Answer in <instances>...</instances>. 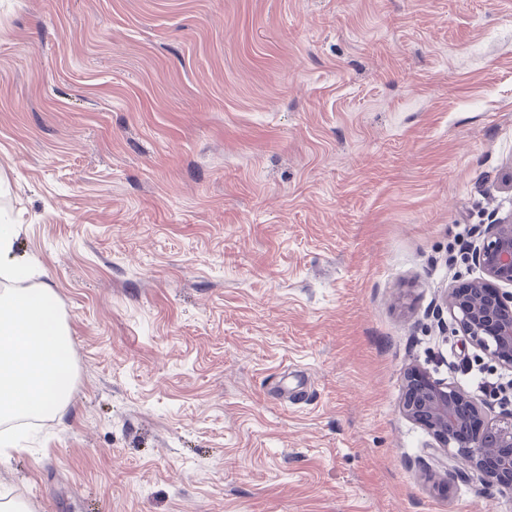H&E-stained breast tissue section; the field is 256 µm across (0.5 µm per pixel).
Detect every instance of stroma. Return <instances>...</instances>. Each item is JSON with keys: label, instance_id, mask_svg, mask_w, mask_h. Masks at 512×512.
Segmentation results:
<instances>
[{"label": "stroma", "instance_id": "35a3bbf8", "mask_svg": "<svg viewBox=\"0 0 512 512\" xmlns=\"http://www.w3.org/2000/svg\"><path fill=\"white\" fill-rule=\"evenodd\" d=\"M512 214V0H0V220L69 327L33 512H512L401 410Z\"/></svg>", "mask_w": 512, "mask_h": 512}]
</instances>
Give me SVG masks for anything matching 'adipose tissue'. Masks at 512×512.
I'll use <instances>...</instances> for the list:
<instances>
[{
  "label": "adipose tissue",
  "mask_w": 512,
  "mask_h": 512,
  "mask_svg": "<svg viewBox=\"0 0 512 512\" xmlns=\"http://www.w3.org/2000/svg\"><path fill=\"white\" fill-rule=\"evenodd\" d=\"M70 390L68 331L52 291L0 290V421L61 415Z\"/></svg>",
  "instance_id": "adipose-tissue-1"
}]
</instances>
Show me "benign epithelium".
<instances>
[{"label": "benign epithelium", "mask_w": 512, "mask_h": 512, "mask_svg": "<svg viewBox=\"0 0 512 512\" xmlns=\"http://www.w3.org/2000/svg\"><path fill=\"white\" fill-rule=\"evenodd\" d=\"M471 261L482 276L447 290L445 305L455 326L476 349L512 368V215L486 225ZM485 402L418 367L407 373L402 408L420 423L440 449L455 448L484 489L512 497V411L487 417ZM494 456L497 471L483 468Z\"/></svg>", "instance_id": "7a95c632"}]
</instances>
